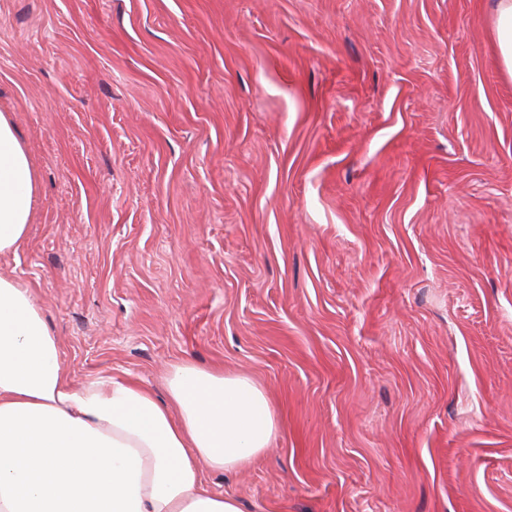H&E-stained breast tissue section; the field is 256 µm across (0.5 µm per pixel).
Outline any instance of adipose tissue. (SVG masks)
Returning <instances> with one entry per match:
<instances>
[{
	"instance_id": "adipose-tissue-1",
	"label": "adipose tissue",
	"mask_w": 512,
	"mask_h": 512,
	"mask_svg": "<svg viewBox=\"0 0 512 512\" xmlns=\"http://www.w3.org/2000/svg\"><path fill=\"white\" fill-rule=\"evenodd\" d=\"M488 26L512 78V0H492ZM37 187L0 112V256L24 240ZM59 353L30 289L0 276V512H241L202 472L245 469L277 435L251 377L178 364L162 402L122 379L73 387Z\"/></svg>"
}]
</instances>
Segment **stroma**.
<instances>
[{
  "label": "stroma",
  "instance_id": "obj_1",
  "mask_svg": "<svg viewBox=\"0 0 512 512\" xmlns=\"http://www.w3.org/2000/svg\"><path fill=\"white\" fill-rule=\"evenodd\" d=\"M492 0H0L38 175L0 274L74 385L252 376L244 512H512V80Z\"/></svg>",
  "mask_w": 512,
  "mask_h": 512
}]
</instances>
